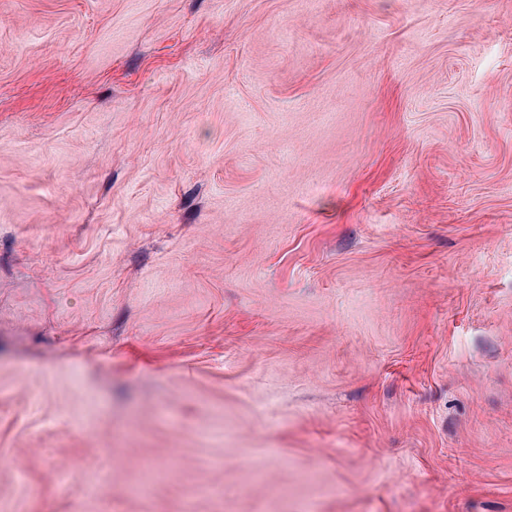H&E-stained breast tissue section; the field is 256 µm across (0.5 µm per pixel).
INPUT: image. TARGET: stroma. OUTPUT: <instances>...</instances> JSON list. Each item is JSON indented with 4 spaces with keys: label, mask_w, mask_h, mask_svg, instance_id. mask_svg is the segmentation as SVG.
<instances>
[{
    "label": "stroma",
    "mask_w": 512,
    "mask_h": 512,
    "mask_svg": "<svg viewBox=\"0 0 512 512\" xmlns=\"http://www.w3.org/2000/svg\"><path fill=\"white\" fill-rule=\"evenodd\" d=\"M0 512H512V0H0Z\"/></svg>",
    "instance_id": "1"
}]
</instances>
